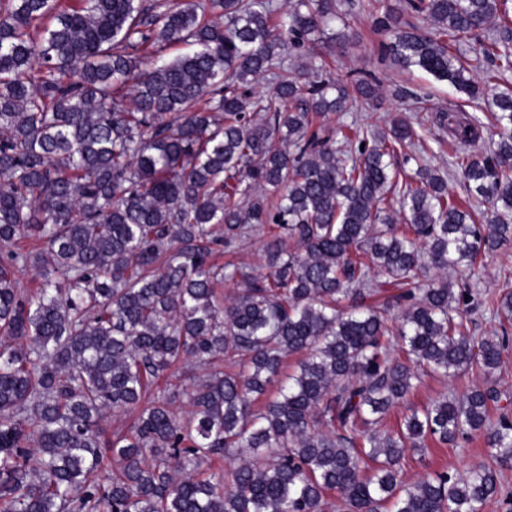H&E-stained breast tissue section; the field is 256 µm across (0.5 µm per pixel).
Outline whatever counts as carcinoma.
<instances>
[{
	"mask_svg": "<svg viewBox=\"0 0 512 512\" xmlns=\"http://www.w3.org/2000/svg\"><path fill=\"white\" fill-rule=\"evenodd\" d=\"M404 2L426 26L368 4L390 60L495 121L491 151L452 162L479 217L433 169H390L409 121L369 138L314 127L380 94L322 77L314 35L336 0H0V512H326L331 492L346 512H482L497 495L480 464L411 486L400 464L429 437L482 432L512 468V420L489 413L512 337L476 343L464 323L512 321V282L427 278L512 241V15L507 0ZM469 39L488 66L453 52ZM175 43L192 50L158 56ZM437 123L459 145L484 138L461 108ZM260 233L269 273L213 259ZM227 282L241 288L221 304ZM468 370L489 387L386 427L420 373ZM108 412L129 422L109 434Z\"/></svg>",
	"mask_w": 512,
	"mask_h": 512,
	"instance_id": "cac0c4a2",
	"label": "carcinoma"
}]
</instances>
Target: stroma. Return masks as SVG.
Masks as SVG:
<instances>
[{"label": "stroma", "instance_id": "stroma-1", "mask_svg": "<svg viewBox=\"0 0 512 512\" xmlns=\"http://www.w3.org/2000/svg\"><path fill=\"white\" fill-rule=\"evenodd\" d=\"M365 2L366 0H339L341 10L348 15V30L354 32L355 38L346 42L342 54L329 57L328 69L335 78L344 77L351 71L362 76H374L382 85V97L374 105L355 114L342 112L317 118L316 126L324 128L330 134L338 125L356 120L369 129L376 130L386 127L389 120L397 114L410 119L427 118L434 111H446L459 104L464 105L470 114L481 118L487 115L486 106L466 102L464 95L456 92L448 83L437 81L416 69L404 71L390 65L384 48L390 43L391 36L374 24L364 9ZM424 136L428 144L427 159L431 167L447 176L448 190L455 199H464L460 181L451 172V162L458 151L457 145L434 124L430 125ZM485 385L483 376L471 370L447 380L422 377L406 403L391 410L387 424L392 428L398 427L410 408L422 406L445 395L459 397L472 388H482ZM491 462L484 434H475L453 446H444L430 440L426 443L424 454H411L405 458L402 477L406 483L412 484L434 471L445 469L462 474L474 465H488Z\"/></svg>", "mask_w": 512, "mask_h": 512}]
</instances>
